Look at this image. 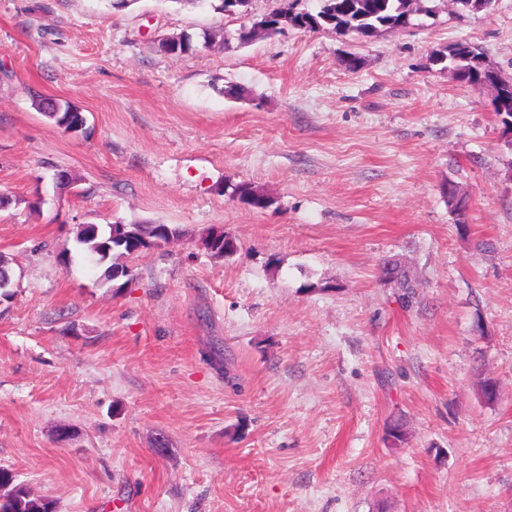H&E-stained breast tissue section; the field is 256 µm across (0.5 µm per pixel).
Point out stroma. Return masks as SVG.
I'll use <instances>...</instances> for the list:
<instances>
[{"mask_svg": "<svg viewBox=\"0 0 512 512\" xmlns=\"http://www.w3.org/2000/svg\"><path fill=\"white\" fill-rule=\"evenodd\" d=\"M216 3L0 0V467L54 512H512V147L433 60L469 42L512 76V0L205 47L279 6ZM184 33L197 51L159 50ZM82 224L181 236L108 283ZM35 104L40 112L49 120L53 121L57 126L61 127L63 124L64 116L69 112L68 121L66 126H69L67 131H78L86 124V117L82 112H72L78 108L67 101H57L54 104L53 100L43 99L42 96H35Z\"/></svg>", "mask_w": 512, "mask_h": 512, "instance_id": "obj_1", "label": "stroma"}]
</instances>
